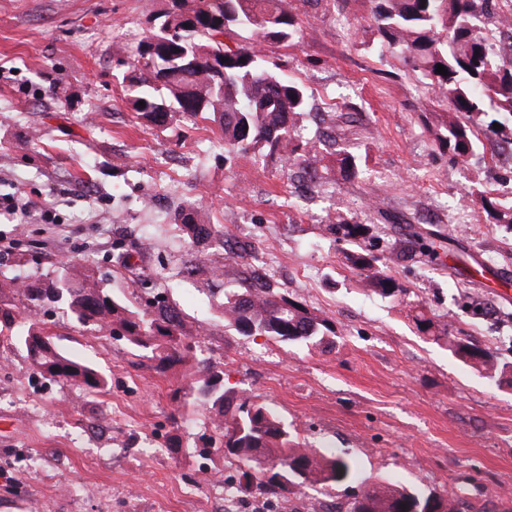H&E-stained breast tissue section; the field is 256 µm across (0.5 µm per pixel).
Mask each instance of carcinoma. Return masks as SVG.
Wrapping results in <instances>:
<instances>
[{
  "label": "carcinoma",
  "instance_id": "cac0c4a2",
  "mask_svg": "<svg viewBox=\"0 0 512 512\" xmlns=\"http://www.w3.org/2000/svg\"><path fill=\"white\" fill-rule=\"evenodd\" d=\"M501 17L498 0H378L370 17L382 43L398 51L438 92L448 110L437 116L434 138L439 149L467 157L478 147L476 128L494 110L512 117V60L502 61L489 43L492 32L478 21ZM173 31L167 49L158 53L159 27ZM222 34L235 41L222 43L223 59L214 65L200 59L195 48L215 45ZM302 27L288 0H169L154 18V26L119 61L127 101L144 122L164 127L174 119H213L224 141V159L250 154L257 162H278L283 173L303 169L315 181L321 177V155L316 143L302 139L296 118L307 111L309 94L298 80L284 74L267 52L270 45H298ZM443 65L448 75L436 73ZM145 105H139V102ZM478 204L499 224H512V206L504 207L488 195ZM179 230L195 253L197 264L209 269L212 284H224V269L208 259L206 245L218 241L224 258L242 257L244 245L227 238L222 224H208L195 207L177 215ZM339 239L355 245L346 254L354 268L367 272L366 286L390 297L404 288L376 267L377 258L363 247L371 228L340 216L326 225ZM407 252L423 264H437L435 242L417 237ZM38 313L47 306H64L69 319L93 332L110 326L124 330L134 355L151 359L165 373L185 358V340L200 335L165 293L158 291L140 303L113 295L90 269L73 266L47 280L0 279V331H14L29 351L35 369L46 379L77 382L90 393H100L106 381L97 367L77 361L59 350L40 323L18 321V306ZM224 327L239 336L321 346L336 333L333 320L318 315L263 280L252 276L224 292ZM423 334L435 333V321L425 311L413 316ZM452 356L483 371L491 379L509 378L512 365L499 362L487 349L459 339L448 341ZM183 393V406L216 413L214 424L224 455L240 466L233 491L251 493L300 492L329 488L352 481L354 462L342 454L325 455L304 448L296 430L264 404L234 403L224 385V363L203 361V368ZM346 512H458L449 498L425 495L414 488L387 481L366 486L347 505Z\"/></svg>",
  "mask_w": 512,
  "mask_h": 512
}]
</instances>
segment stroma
Here are the masks:
<instances>
[{"mask_svg":"<svg viewBox=\"0 0 512 512\" xmlns=\"http://www.w3.org/2000/svg\"><path fill=\"white\" fill-rule=\"evenodd\" d=\"M167 0H0V195L34 207L0 214V277L61 274L64 261L112 271L114 294L151 298L132 274L165 278L170 300L205 334L165 373L125 340L86 333L62 311L38 314L63 352L107 379L92 394L45 379L24 347L0 335V512H218L235 459L200 458L215 415L185 413L173 398L199 363L223 362L238 397L273 408L299 439L350 457L355 482L336 486L347 504L384 479L423 493L465 495L463 512H512V383L484 377L420 333L423 306L449 337L512 362V226L478 198L512 203V164L492 139L475 154L439 151L423 119L444 107L420 72L369 29L370 0H291L303 37L276 46L282 71L303 82L311 113L335 114L331 132L360 162L353 175L329 162L304 191L275 164L224 159L208 122L152 128L137 118L115 77ZM49 210H42V203ZM198 203L207 222L254 246L272 280L332 318L327 347L287 346L226 331L222 293L205 272L180 276L191 252L177 213ZM396 229L367 247L405 289L383 298L349 264L348 246L326 234L336 215ZM446 235L442 261L402 251L415 235ZM132 270L118 271V247ZM27 262L16 266V254Z\"/></svg>","mask_w":512,"mask_h":512,"instance_id":"stroma-1","label":"stroma"}]
</instances>
